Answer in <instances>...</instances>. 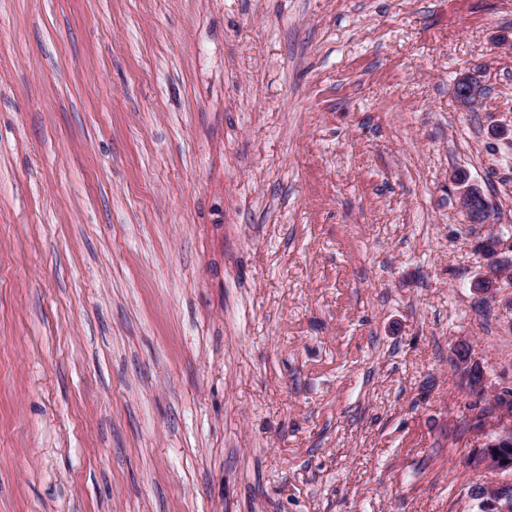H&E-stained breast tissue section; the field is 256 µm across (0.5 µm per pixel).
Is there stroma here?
Returning <instances> with one entry per match:
<instances>
[{
  "mask_svg": "<svg viewBox=\"0 0 512 512\" xmlns=\"http://www.w3.org/2000/svg\"><path fill=\"white\" fill-rule=\"evenodd\" d=\"M510 129L512 0H0V512H475ZM454 95L459 106L464 110L475 107L482 94L480 80L472 74H460L454 81ZM457 172L452 175L451 180L457 188L461 207L472 223L481 224L484 216L488 214L489 202L478 183L471 180L469 175H456ZM482 242V247L480 248L484 254H489L492 251L494 246V254L487 256L491 261V265L489 270L483 276L477 278L472 286V290L474 293L480 297L481 299H493L496 297V288H497V279L499 277V267L506 265L505 260L500 255L503 253L505 247V243L499 237H497L496 242L489 235L485 237ZM495 243V244H494ZM451 364L465 385L472 392H483L486 374L482 367L472 359L471 345L468 339H459L451 350Z\"/></svg>",
  "mask_w": 512,
  "mask_h": 512,
  "instance_id": "obj_1",
  "label": "stroma"
}]
</instances>
